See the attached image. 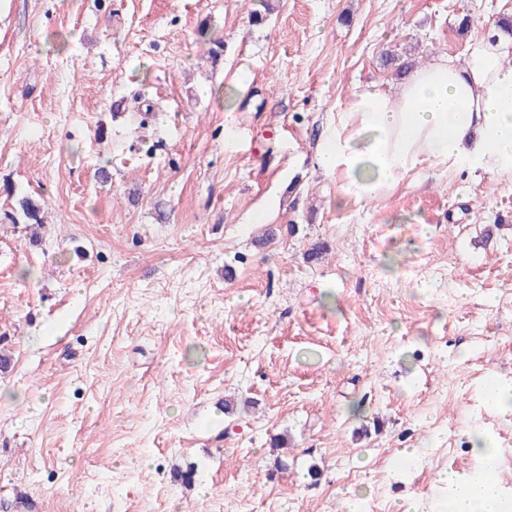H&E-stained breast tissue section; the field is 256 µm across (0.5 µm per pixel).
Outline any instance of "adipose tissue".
<instances>
[{
    "label": "adipose tissue",
    "instance_id": "obj_1",
    "mask_svg": "<svg viewBox=\"0 0 512 512\" xmlns=\"http://www.w3.org/2000/svg\"><path fill=\"white\" fill-rule=\"evenodd\" d=\"M512 41H478L457 58L415 68L398 94L355 92L317 153L341 196L360 204L392 191L424 168L512 173ZM446 512H503L496 492L445 476Z\"/></svg>",
    "mask_w": 512,
    "mask_h": 512
}]
</instances>
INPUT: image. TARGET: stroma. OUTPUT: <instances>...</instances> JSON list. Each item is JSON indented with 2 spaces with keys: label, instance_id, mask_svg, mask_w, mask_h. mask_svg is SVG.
Here are the masks:
<instances>
[{
  "label": "stroma",
  "instance_id": "stroma-1",
  "mask_svg": "<svg viewBox=\"0 0 512 512\" xmlns=\"http://www.w3.org/2000/svg\"><path fill=\"white\" fill-rule=\"evenodd\" d=\"M502 18L0 0V512L439 510L477 435L512 500V411L478 405L512 388V174L362 206L316 162L352 92L399 86L385 53L455 57Z\"/></svg>",
  "mask_w": 512,
  "mask_h": 512
}]
</instances>
